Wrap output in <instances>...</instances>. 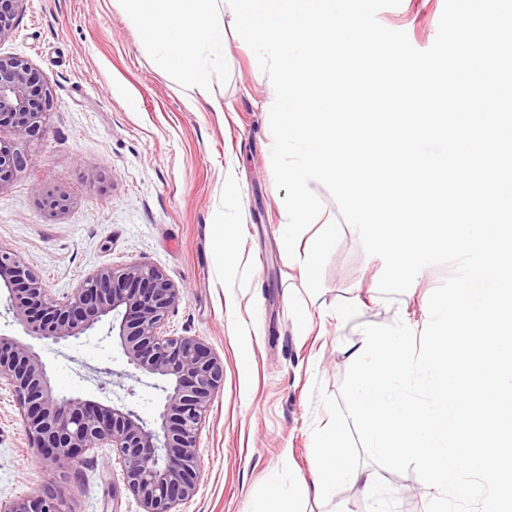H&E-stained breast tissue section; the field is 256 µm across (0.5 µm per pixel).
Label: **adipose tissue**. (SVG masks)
Returning <instances> with one entry per match:
<instances>
[{
  "label": "adipose tissue",
  "instance_id": "adipose-tissue-1",
  "mask_svg": "<svg viewBox=\"0 0 512 512\" xmlns=\"http://www.w3.org/2000/svg\"><path fill=\"white\" fill-rule=\"evenodd\" d=\"M129 19L139 25L156 47L170 72L205 93L208 73L204 54L222 56L224 25L213 14L215 0H123ZM317 472L314 486L325 492L350 482L369 490L373 477L366 473L349 451L342 428L322 437L316 448Z\"/></svg>",
  "mask_w": 512,
  "mask_h": 512
}]
</instances>
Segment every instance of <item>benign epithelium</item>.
Here are the masks:
<instances>
[{
    "label": "benign epithelium",
    "mask_w": 512,
    "mask_h": 512,
    "mask_svg": "<svg viewBox=\"0 0 512 512\" xmlns=\"http://www.w3.org/2000/svg\"><path fill=\"white\" fill-rule=\"evenodd\" d=\"M23 0H0V39L9 34ZM50 91L23 57L0 55V188L38 164L20 146L47 115ZM6 313L27 335L59 344L109 320L128 365L160 378L161 409L148 421L123 400L112 404L61 396L34 347L0 333V384L9 389L39 463L75 469L94 448H110L125 487L141 512H177L192 497L199 477L197 443L203 420L224 384L223 362L204 343L166 334V319L183 298L160 268L144 262L90 272L57 295L21 254L0 245V291ZM0 512H71L49 491L0 499Z\"/></svg>",
    "instance_id": "7a95c632"
}]
</instances>
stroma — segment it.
Masks as SVG:
<instances>
[{
	"label": "stroma",
	"instance_id": "obj_1",
	"mask_svg": "<svg viewBox=\"0 0 512 512\" xmlns=\"http://www.w3.org/2000/svg\"><path fill=\"white\" fill-rule=\"evenodd\" d=\"M444 0H401L379 22L419 50L434 42ZM225 57L211 58L207 96L179 84L126 16L123 0H25L0 55L25 57L50 90L49 117L28 146L39 164L0 187V244L19 250L54 292L105 265L146 262L185 290L168 334L208 345L224 363L198 441L200 478L179 512H251L279 471L297 512H426L433 488L414 473L364 462L376 491L351 484L302 492L315 469L313 426L328 413L314 381L338 394L364 342L361 328L403 321L422 333L431 293L451 274L424 268L395 303L378 290L380 258L342 225L314 305H305L298 264L283 244L285 191L271 163L274 90L219 0ZM221 111H213L209 99ZM238 230L241 261L216 268V225ZM54 389L107 402L129 399L146 418L162 395L147 377L112 383L126 370L118 340L99 323L78 337L34 341ZM249 361H242V347ZM9 393L0 385V499L51 491L72 512H140L110 449L87 452L75 470L45 472Z\"/></svg>",
	"mask_w": 512,
	"mask_h": 512
}]
</instances>
